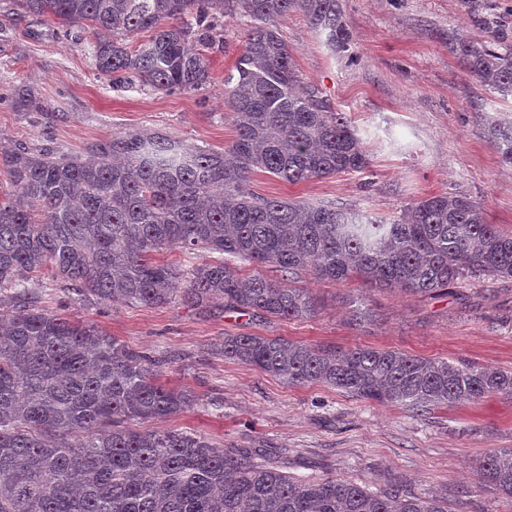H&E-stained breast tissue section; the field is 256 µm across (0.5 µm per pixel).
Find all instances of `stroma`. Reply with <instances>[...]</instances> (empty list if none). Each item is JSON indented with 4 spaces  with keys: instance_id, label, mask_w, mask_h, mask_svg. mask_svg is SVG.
Instances as JSON below:
<instances>
[{
    "instance_id": "35a3bbf8",
    "label": "stroma",
    "mask_w": 512,
    "mask_h": 512,
    "mask_svg": "<svg viewBox=\"0 0 512 512\" xmlns=\"http://www.w3.org/2000/svg\"><path fill=\"white\" fill-rule=\"evenodd\" d=\"M353 42L331 51L300 13L278 18L306 86L344 113L363 139L370 164L360 173L300 184L253 174L262 196L333 202L388 221L406 204L453 193L480 201L489 223L512 228V167L489 140L491 121L512 120L502 100L458 63L454 33L512 43V0H339ZM224 48L210 56L201 89L165 94L114 88L94 65L96 34L19 10L0 0V145L50 149L73 158L128 131L159 133L225 150L235 137L224 106V78L246 40L243 18H219ZM299 284L320 301L306 320L267 319L178 299L155 306L72 303L51 274L36 275L28 296L38 307L95 324L150 357L166 387L190 390L184 412L151 421L220 449L246 448L257 460L284 463L304 477L352 478L375 486L397 481L415 495L447 501L448 512H512V500L486 486L477 459L512 448V397L416 415L317 385L289 386L225 359L229 334L282 336L311 345L398 350L512 370V279L480 277L449 295L419 297L360 280ZM362 298L371 322L352 323Z\"/></svg>"
}]
</instances>
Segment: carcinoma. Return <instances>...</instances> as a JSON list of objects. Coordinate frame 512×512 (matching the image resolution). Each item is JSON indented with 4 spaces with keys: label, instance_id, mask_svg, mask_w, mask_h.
<instances>
[{
    "label": "carcinoma",
    "instance_id": "carcinoma-1",
    "mask_svg": "<svg viewBox=\"0 0 512 512\" xmlns=\"http://www.w3.org/2000/svg\"><path fill=\"white\" fill-rule=\"evenodd\" d=\"M247 19L224 105L236 137L224 153L142 131L93 144L76 159L0 146L12 193L0 197V512H447L400 483L371 488L347 478L294 477L249 452L223 451L178 430L137 431L126 421L173 416L194 404L171 390L139 351L92 323L24 301L28 275L48 271L71 301L163 306L224 298L228 310L305 319L316 297L295 280L353 278L427 296L480 276L512 279V229L490 224L463 195H433L379 223L334 203L256 194L251 174L290 184L369 166L348 119L302 87L272 22L300 12L333 51L352 36L339 0H17L24 12L120 32L94 46L95 67L116 86L192 92L220 50L216 15ZM150 31L132 50L124 36ZM472 76L512 99V45L449 38ZM490 139L512 167V121ZM179 249L217 255L190 268L159 262ZM248 263L259 271L242 276ZM224 358L297 386L317 384L416 414L512 396V371L475 368L377 348L336 349L281 336L224 337ZM487 486L512 499V448L478 461Z\"/></svg>",
    "mask_w": 512,
    "mask_h": 512
}]
</instances>
